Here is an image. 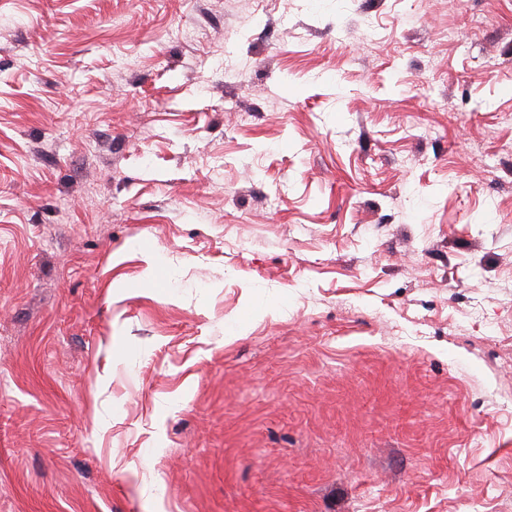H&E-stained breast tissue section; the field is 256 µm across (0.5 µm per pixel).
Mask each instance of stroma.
<instances>
[{"mask_svg":"<svg viewBox=\"0 0 512 512\" xmlns=\"http://www.w3.org/2000/svg\"><path fill=\"white\" fill-rule=\"evenodd\" d=\"M254 8L0 0V512H512V0Z\"/></svg>","mask_w":512,"mask_h":512,"instance_id":"35a3bbf8","label":"stroma"}]
</instances>
